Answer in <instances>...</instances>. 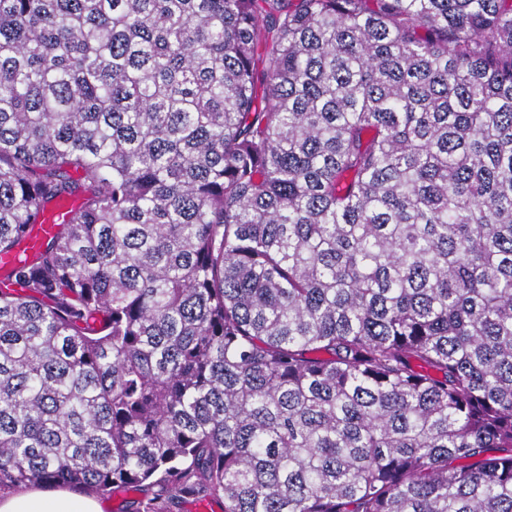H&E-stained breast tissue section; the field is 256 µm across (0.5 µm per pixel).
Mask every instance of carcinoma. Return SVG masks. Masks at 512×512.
I'll return each instance as SVG.
<instances>
[{
    "mask_svg": "<svg viewBox=\"0 0 512 512\" xmlns=\"http://www.w3.org/2000/svg\"><path fill=\"white\" fill-rule=\"evenodd\" d=\"M0 256V490L512 512V0H0ZM71 209L69 202L62 203L56 206L48 215V220L44 224H38L34 232L29 238L23 243V248L26 249L28 254H32L37 249L38 240L45 235V233L51 232L53 229V220L56 217H65L66 213Z\"/></svg>",
    "mask_w": 512,
    "mask_h": 512,
    "instance_id": "1",
    "label": "carcinoma"
}]
</instances>
